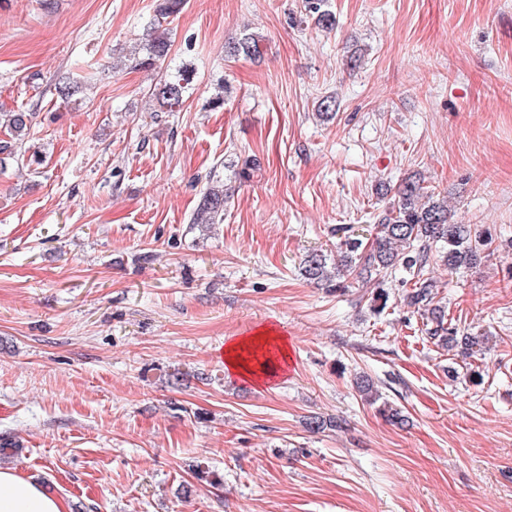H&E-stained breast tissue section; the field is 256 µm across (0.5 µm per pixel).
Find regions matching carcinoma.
<instances>
[{
  "label": "carcinoma",
  "instance_id": "carcinoma-1",
  "mask_svg": "<svg viewBox=\"0 0 512 512\" xmlns=\"http://www.w3.org/2000/svg\"><path fill=\"white\" fill-rule=\"evenodd\" d=\"M185 2L159 0L157 21L151 24L149 39L144 46L145 55L136 58L135 65L152 68L168 55L170 37L167 32L160 31L161 21L180 14ZM326 2L302 0V8L317 26L332 30L336 17L325 8ZM225 55L258 60L263 55L261 39L252 33L245 34L225 46ZM188 81L186 75L161 79L154 84L151 97L172 112L183 104ZM56 91L61 98L70 100L82 93V84L65 77L56 84ZM0 126L9 132L8 139L0 140V155L8 158L17 156L18 145L30 134L29 114L1 112ZM228 200L229 196L224 190L207 187L198 208L190 217L191 227L204 232L215 224L223 223L224 205ZM374 223L377 224L378 233L371 245L347 236L340 243V263L332 267L328 265L326 255L313 252L304 261V275L327 288L341 291L346 288L345 279L352 274L364 283L371 280L378 282L389 271L402 267L412 273L413 278L411 291L406 295L407 304L433 324L428 329L429 338L450 350H457L463 357L471 355L473 349L480 345V337L459 336L456 329L446 327L445 311L434 303L439 285L437 281L424 276V268L428 253L434 248L448 270L472 267L494 245L492 233L487 231L477 235L472 233L469 224L450 222L447 199L411 179L399 187L397 202L374 216Z\"/></svg>",
  "mask_w": 512,
  "mask_h": 512
}]
</instances>
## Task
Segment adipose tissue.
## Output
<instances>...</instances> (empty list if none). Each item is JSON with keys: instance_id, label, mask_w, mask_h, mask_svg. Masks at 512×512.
Segmentation results:
<instances>
[{"instance_id": "1", "label": "adipose tissue", "mask_w": 512, "mask_h": 512, "mask_svg": "<svg viewBox=\"0 0 512 512\" xmlns=\"http://www.w3.org/2000/svg\"><path fill=\"white\" fill-rule=\"evenodd\" d=\"M289 358L286 336L272 325L224 343V369L257 384L267 383L284 369ZM0 512H71L67 499L14 468L0 467Z\"/></svg>"}]
</instances>
